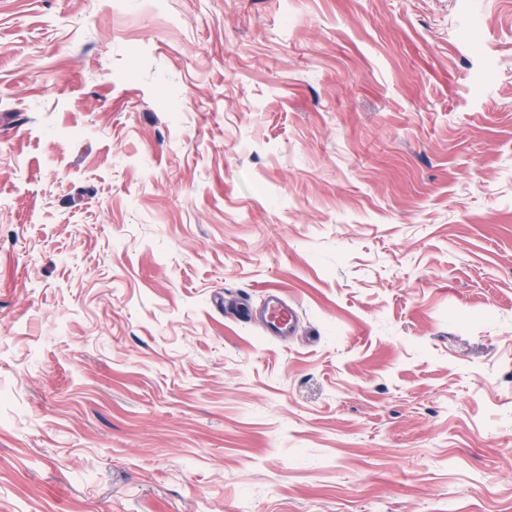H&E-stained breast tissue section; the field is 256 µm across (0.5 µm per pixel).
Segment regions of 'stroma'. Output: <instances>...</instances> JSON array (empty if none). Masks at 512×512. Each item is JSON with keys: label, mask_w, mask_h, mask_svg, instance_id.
I'll return each mask as SVG.
<instances>
[{"label": "stroma", "mask_w": 512, "mask_h": 512, "mask_svg": "<svg viewBox=\"0 0 512 512\" xmlns=\"http://www.w3.org/2000/svg\"><path fill=\"white\" fill-rule=\"evenodd\" d=\"M0 512H512V0H0ZM266 311L263 323L268 336L281 338L288 336L294 327V308L281 298L280 292L273 286L264 287Z\"/></svg>", "instance_id": "35a3bbf8"}]
</instances>
